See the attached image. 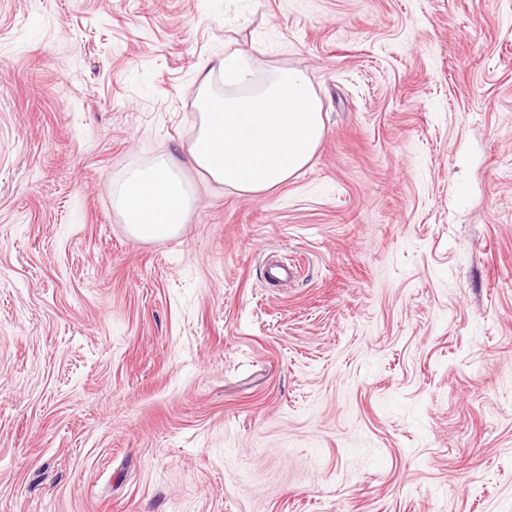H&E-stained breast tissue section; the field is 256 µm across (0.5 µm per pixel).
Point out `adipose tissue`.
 <instances>
[{"instance_id": "adipose-tissue-1", "label": "adipose tissue", "mask_w": 512, "mask_h": 512, "mask_svg": "<svg viewBox=\"0 0 512 512\" xmlns=\"http://www.w3.org/2000/svg\"><path fill=\"white\" fill-rule=\"evenodd\" d=\"M201 88L188 154L209 178L239 193L259 194L288 181L324 137L320 102L299 71L279 70L243 93H218L207 77ZM113 200L130 235L146 241L179 234L192 203L175 166L165 160L128 171Z\"/></svg>"}]
</instances>
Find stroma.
I'll return each mask as SVG.
<instances>
[{"label": "stroma", "mask_w": 512, "mask_h": 512, "mask_svg": "<svg viewBox=\"0 0 512 512\" xmlns=\"http://www.w3.org/2000/svg\"><path fill=\"white\" fill-rule=\"evenodd\" d=\"M237 51L325 121L250 196L187 153ZM0 512H512V0H0ZM113 200L130 235L146 241L179 234L192 203L176 167L167 160L128 171L117 184Z\"/></svg>", "instance_id": "35a3bbf8"}]
</instances>
